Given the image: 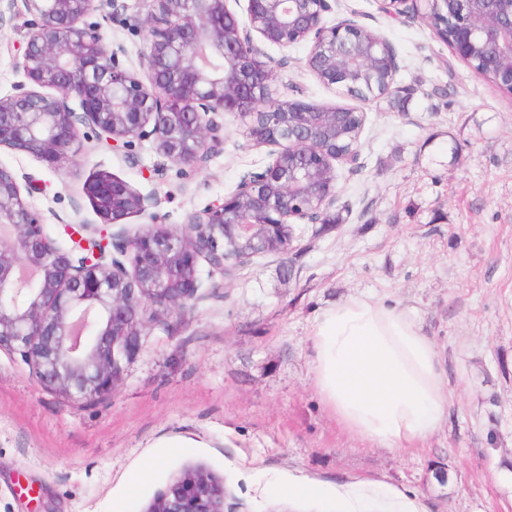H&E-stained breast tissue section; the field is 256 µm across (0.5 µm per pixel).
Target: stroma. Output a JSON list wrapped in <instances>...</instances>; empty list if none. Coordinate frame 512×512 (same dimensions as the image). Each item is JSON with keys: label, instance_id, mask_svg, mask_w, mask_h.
Instances as JSON below:
<instances>
[{"label": "stroma", "instance_id": "obj_1", "mask_svg": "<svg viewBox=\"0 0 512 512\" xmlns=\"http://www.w3.org/2000/svg\"><path fill=\"white\" fill-rule=\"evenodd\" d=\"M94 11L107 48L145 76L150 0ZM393 45L401 103L362 104L363 166L340 171V224H298L285 255L214 275L194 308L155 325L110 399L73 405L0 351V512H147L189 469L226 487L236 512H512V96L472 72L423 21L382 14L376 0H336ZM30 18L0 27V95L22 78L15 57ZM300 43L268 47L289 98L342 104L305 65ZM267 150L224 120V142L202 169L94 136L51 168L0 148V166L37 187L29 198L46 233L92 237L120 227L181 225L263 166ZM107 171L153 202L101 224L85 181ZM403 307L434 343L455 395L424 444L389 448L350 433L313 381L315 318L352 297ZM319 488L316 497L291 486Z\"/></svg>", "mask_w": 512, "mask_h": 512}]
</instances>
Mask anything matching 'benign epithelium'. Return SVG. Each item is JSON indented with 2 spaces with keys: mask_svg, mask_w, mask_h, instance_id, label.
I'll use <instances>...</instances> for the list:
<instances>
[{
  "mask_svg": "<svg viewBox=\"0 0 512 512\" xmlns=\"http://www.w3.org/2000/svg\"><path fill=\"white\" fill-rule=\"evenodd\" d=\"M97 0H0L6 17L27 14L33 28L15 66L24 81L0 97V147L56 168L75 155L81 131L115 149L150 140L159 154L198 169L223 143L217 117L239 121L267 147L268 162L244 175L221 201L185 216L182 228L150 224L59 248L26 200L34 186L0 166V350L31 365L40 382L74 404L112 395L141 347V310L167 324L204 297L200 264L225 278L259 255L291 249L288 224H316L339 200L337 172L360 167L366 113L288 99L273 87L265 46H310L306 66L341 97L377 99L381 77L395 86V51L352 18L327 21L333 0H247L246 20L230 0H153L145 20L147 80L108 50L98 23L83 18ZM389 16L422 19L435 38L479 71L495 52L501 87H512V3L502 0H378ZM84 191L105 225L145 211L147 197L109 172ZM25 295V302L18 297ZM146 512H233L224 483L190 470Z\"/></svg>",
  "mask_w": 512,
  "mask_h": 512,
  "instance_id": "obj_1",
  "label": "benign epithelium"
}]
</instances>
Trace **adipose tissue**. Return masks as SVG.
<instances>
[{
    "instance_id": "adipose-tissue-1",
    "label": "adipose tissue",
    "mask_w": 512,
    "mask_h": 512,
    "mask_svg": "<svg viewBox=\"0 0 512 512\" xmlns=\"http://www.w3.org/2000/svg\"><path fill=\"white\" fill-rule=\"evenodd\" d=\"M309 341L318 394L361 439L404 448L444 420L450 395L438 353L399 306L348 299L321 314Z\"/></svg>"
}]
</instances>
